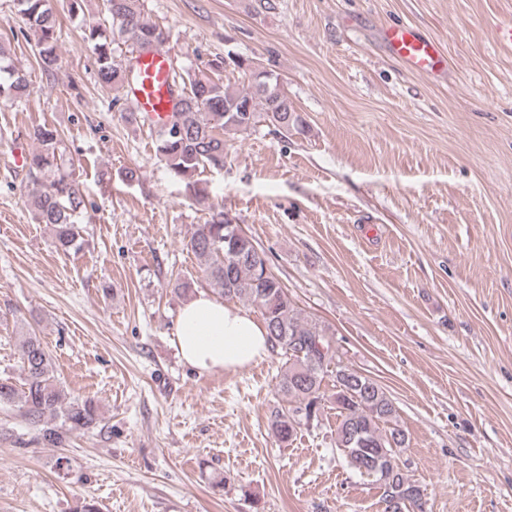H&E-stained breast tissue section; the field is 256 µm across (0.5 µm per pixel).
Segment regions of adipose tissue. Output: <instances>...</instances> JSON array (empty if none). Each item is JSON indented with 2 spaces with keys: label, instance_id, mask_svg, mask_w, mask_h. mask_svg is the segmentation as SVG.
I'll use <instances>...</instances> for the list:
<instances>
[{
  "label": "adipose tissue",
  "instance_id": "obj_1",
  "mask_svg": "<svg viewBox=\"0 0 512 512\" xmlns=\"http://www.w3.org/2000/svg\"><path fill=\"white\" fill-rule=\"evenodd\" d=\"M175 336L182 361L200 374L242 369L270 351L264 325L248 310L206 292L182 304Z\"/></svg>",
  "mask_w": 512,
  "mask_h": 512
}]
</instances>
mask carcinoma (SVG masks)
<instances>
[{
	"mask_svg": "<svg viewBox=\"0 0 512 512\" xmlns=\"http://www.w3.org/2000/svg\"><path fill=\"white\" fill-rule=\"evenodd\" d=\"M16 7L35 37L42 71L52 72L59 64V34L50 0H16ZM105 11L112 29H107L104 20L86 22L83 39L96 56L100 82L123 85L128 75L113 54L115 36L138 48L161 47L169 41L170 32L145 15L143 0H105ZM5 59L0 50V99H19L27 90V79ZM224 66L248 75L249 89L235 90L204 71L178 72L173 122L159 133L161 160L197 198L202 197L198 175L224 168L225 136L248 133L261 122L283 134L304 130V120L277 74L230 54L212 69ZM33 137L38 148L27 157L26 167L30 175L48 174L50 179L29 196L27 205L37 223L54 227L56 247L68 252L77 241V217L85 206L84 198L73 175L59 171L57 131L42 124L34 128ZM186 247L224 299H237L258 309L271 348L287 358L278 384L287 406L274 411L270 421L275 437L288 442L301 422L318 419L325 401L323 382L332 376L336 449L352 470L374 479L384 512H423L425 489L408 479L398 463L407 437L397 424L392 400L372 378L341 364L326 329L302 315L253 238L242 235L239 225H231L221 210L194 225ZM15 346L21 383L0 377V409L18 412L35 428L45 448H63L70 434L99 423L94 400L67 397L41 337L22 329Z\"/></svg>",
	"mask_w": 512,
	"mask_h": 512,
	"instance_id": "carcinoma-1",
	"label": "carcinoma"
}]
</instances>
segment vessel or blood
Returning <instances> with one entry per match:
<instances>
[{
  "instance_id": "obj_1",
  "label": "vessel or blood",
  "mask_w": 512,
  "mask_h": 512,
  "mask_svg": "<svg viewBox=\"0 0 512 512\" xmlns=\"http://www.w3.org/2000/svg\"><path fill=\"white\" fill-rule=\"evenodd\" d=\"M382 37L390 52L415 71L427 76L444 71L445 61L437 44L422 36L413 26H386ZM126 64L136 70L138 79L124 86L125 97L152 125H167L174 107V64L170 52L162 47L140 49L127 58Z\"/></svg>"
}]
</instances>
